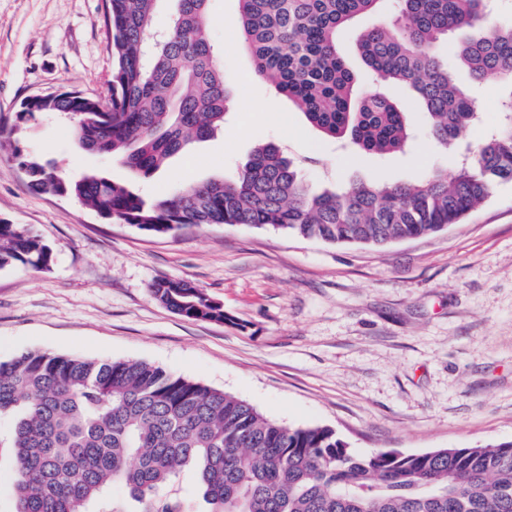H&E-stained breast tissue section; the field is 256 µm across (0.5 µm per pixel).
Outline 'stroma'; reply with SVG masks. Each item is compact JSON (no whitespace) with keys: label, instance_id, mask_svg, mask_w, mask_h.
Returning <instances> with one entry per match:
<instances>
[{"label":"stroma","instance_id":"stroma-1","mask_svg":"<svg viewBox=\"0 0 512 512\" xmlns=\"http://www.w3.org/2000/svg\"><path fill=\"white\" fill-rule=\"evenodd\" d=\"M106 0H0V128L69 176L100 171L149 199L231 178L262 145L314 187L408 181L449 155L354 156L322 138L256 75L238 0H210L208 37L231 89L224 128L147 179L84 150L63 115L18 122L34 96L108 101ZM0 222L50 247L43 270H0V360L41 350L140 360L244 400L286 427L321 426L350 448L402 455L512 441V183L459 223L384 248L329 244L241 224L152 234L30 189L0 149ZM159 279L192 283L226 322L158 302Z\"/></svg>","mask_w":512,"mask_h":512}]
</instances>
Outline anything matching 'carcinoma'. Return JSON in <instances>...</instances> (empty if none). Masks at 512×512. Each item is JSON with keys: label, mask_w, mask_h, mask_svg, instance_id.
Wrapping results in <instances>:
<instances>
[{"label": "carcinoma", "mask_w": 512, "mask_h": 512, "mask_svg": "<svg viewBox=\"0 0 512 512\" xmlns=\"http://www.w3.org/2000/svg\"><path fill=\"white\" fill-rule=\"evenodd\" d=\"M160 0H109L115 69L103 104L67 91L27 102L68 117L81 146L118 155L149 178L195 140L224 127L230 92L207 35L209 0H174L168 29L152 31ZM381 0H239L244 48L256 73L321 135L360 154L405 149V108L384 90L404 84L431 140L456 154L479 121L461 72L500 87L498 121L459 153L453 174L434 166L404 182L355 180L315 191L296 164L261 146L231 179L189 184L146 201L91 171L71 179L10 137L34 190L75 196L121 224L167 234L181 224L270 227L332 244L385 246L459 223L512 182V23L489 22V0H398L393 26L361 31L356 47L376 84L361 90L338 37ZM459 34L449 60L438 45ZM51 250L0 222V269H43ZM174 312L224 317L182 280L152 284ZM0 467L13 475V512H188L182 473L196 476L202 512H512V441L420 454L357 453L326 427H286L251 404L136 360L29 351L0 361ZM126 489L109 496L112 484Z\"/></svg>", "instance_id": "1"}]
</instances>
